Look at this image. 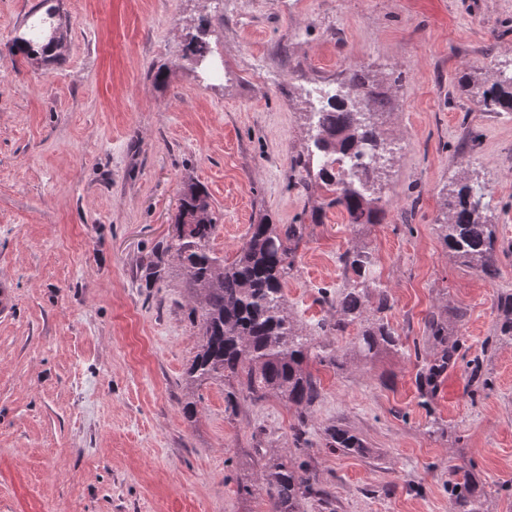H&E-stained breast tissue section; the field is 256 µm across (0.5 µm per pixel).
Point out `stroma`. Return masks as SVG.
I'll return each mask as SVG.
<instances>
[{"mask_svg":"<svg viewBox=\"0 0 512 512\" xmlns=\"http://www.w3.org/2000/svg\"><path fill=\"white\" fill-rule=\"evenodd\" d=\"M55 62L14 38L42 0H0V512H268L241 474L291 455L323 501L303 512H450L455 470L487 480L485 512H512V341L498 339L512 293V112H485L458 89L512 71V0H60ZM208 19L207 58L186 52ZM388 87L389 162L370 190L381 224H352L319 181L296 184L310 153L309 91L352 65ZM263 68L267 79L253 78ZM482 188L497 226L496 277L465 267L439 236L450 185ZM207 188L217 256L233 260L250 224L306 230L285 283L300 327L320 330L319 298L345 283L347 249L372 251L404 346L343 369L311 363L320 397L297 450L296 407L270 395L225 408L198 390L186 419L184 372L197 346L178 280L144 277L185 187ZM448 318L463 347L436 394L417 373ZM486 383L472 390L475 356ZM341 424L361 454L326 447Z\"/></svg>","mask_w":512,"mask_h":512,"instance_id":"stroma-1","label":"stroma"}]
</instances>
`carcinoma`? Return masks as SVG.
I'll use <instances>...</instances> for the list:
<instances>
[{
    "label": "carcinoma",
    "instance_id": "obj_1",
    "mask_svg": "<svg viewBox=\"0 0 512 512\" xmlns=\"http://www.w3.org/2000/svg\"><path fill=\"white\" fill-rule=\"evenodd\" d=\"M45 26L27 25L15 42L18 52L36 55L45 62L49 48ZM466 94L478 100L486 112H512V74L499 73L488 83L467 78L460 80ZM387 94L363 69H352L346 94L335 97L328 111L317 119V148L327 156L343 155L353 159L343 177L323 166L316 177L332 194L329 204L342 208L352 224H380L385 211L378 200L365 191L379 176L385 160L384 139L379 132L378 113L367 103L380 101L385 106ZM446 212L440 224L442 242L461 264L488 277L497 272V225L484 220L488 204L483 196L466 184L448 190ZM217 218L211 210L206 189L191 184L179 198L178 212L169 239L145 262L149 275L163 281L172 275L193 302L189 317L199 329V344L184 380L188 387H200L219 381L226 386L227 410L236 412L238 399L262 400L266 394L282 397L299 411L293 427L296 440L306 434L309 410L319 397L316 378L306 369L311 360L336 367L350 356L372 359L378 353L403 346L401 336L380 318L371 321L365 313L373 309L383 313L391 309V295L382 287L376 272V260L369 251L353 248L341 255L345 270L355 279L324 296L336 318L323 328L345 332L356 322L364 329L351 348L338 352L303 333L291 313L283 288L294 265L303 225L271 224L261 219L250 225L247 237L236 257L226 262L211 247ZM502 314L500 335L512 340V295L498 304ZM431 337L440 346L435 357L424 364L418 384L425 395L436 391L448 368L455 365L460 343L448 342V324L439 315L427 320ZM325 445L342 451L360 452L364 440L351 430L331 426L325 430ZM261 486L268 498L269 512H301L303 501L321 498L323 490L303 464L281 457L266 464L258 483L241 481L238 492L253 494ZM484 484L471 471L460 468L450 488L452 512H482Z\"/></svg>",
    "mask_w": 512,
    "mask_h": 512
}]
</instances>
